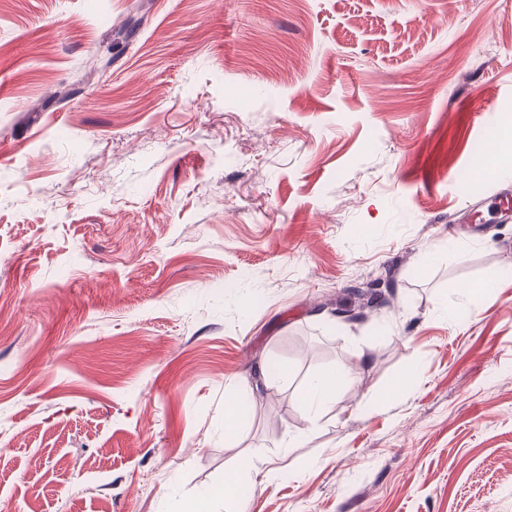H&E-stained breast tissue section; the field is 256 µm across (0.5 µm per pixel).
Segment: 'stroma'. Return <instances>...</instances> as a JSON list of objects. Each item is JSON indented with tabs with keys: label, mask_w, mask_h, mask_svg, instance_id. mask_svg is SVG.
Segmentation results:
<instances>
[{
	"label": "stroma",
	"mask_w": 512,
	"mask_h": 512,
	"mask_svg": "<svg viewBox=\"0 0 512 512\" xmlns=\"http://www.w3.org/2000/svg\"><path fill=\"white\" fill-rule=\"evenodd\" d=\"M509 143L512 0H0V497L512 512ZM350 377L349 368L339 367L309 380L302 391L308 417L316 416L323 407L335 401L337 387L346 383Z\"/></svg>",
	"instance_id": "1"
}]
</instances>
